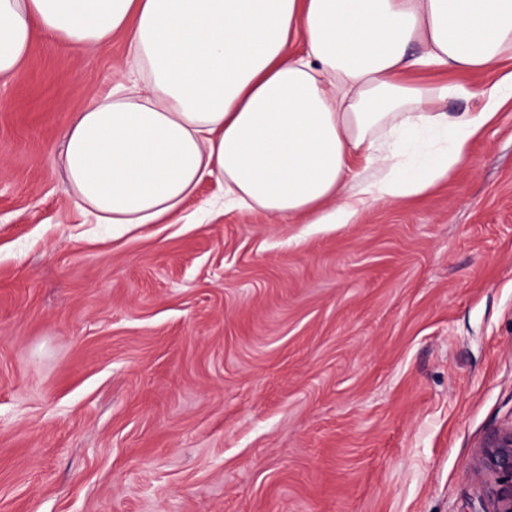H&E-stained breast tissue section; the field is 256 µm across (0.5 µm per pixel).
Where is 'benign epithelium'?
<instances>
[{"label":"benign epithelium","instance_id":"1","mask_svg":"<svg viewBox=\"0 0 512 512\" xmlns=\"http://www.w3.org/2000/svg\"><path fill=\"white\" fill-rule=\"evenodd\" d=\"M475 472L491 506L489 512H512V423L482 446Z\"/></svg>","mask_w":512,"mask_h":512}]
</instances>
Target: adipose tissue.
Masks as SVG:
<instances>
[{
    "mask_svg": "<svg viewBox=\"0 0 512 512\" xmlns=\"http://www.w3.org/2000/svg\"><path fill=\"white\" fill-rule=\"evenodd\" d=\"M38 33L77 54L126 34L142 75L62 132L65 186L100 224L158 223L207 176L231 204L350 224L445 179L512 98L507 71L479 111L436 112L451 87L406 79L512 58V0H0V76ZM359 160L374 179L354 183Z\"/></svg>",
    "mask_w": 512,
    "mask_h": 512,
    "instance_id": "ef3b65f1",
    "label": "adipose tissue"
}]
</instances>
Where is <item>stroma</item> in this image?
I'll use <instances>...</instances> for the list:
<instances>
[{
	"mask_svg": "<svg viewBox=\"0 0 512 512\" xmlns=\"http://www.w3.org/2000/svg\"><path fill=\"white\" fill-rule=\"evenodd\" d=\"M124 36L37 35L0 79V512H487L512 423V100L426 194L354 223L209 210L94 224L61 130L128 77ZM437 110L475 112L498 78ZM475 472L491 506L487 512H512V423L482 446Z\"/></svg>",
	"mask_w": 512,
	"mask_h": 512,
	"instance_id": "35a3bbf8",
	"label": "stroma"
}]
</instances>
